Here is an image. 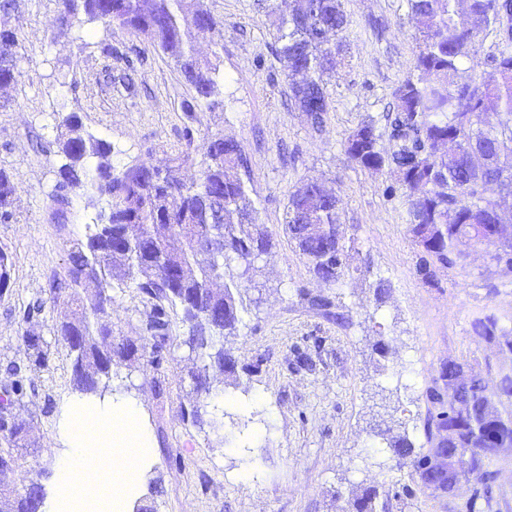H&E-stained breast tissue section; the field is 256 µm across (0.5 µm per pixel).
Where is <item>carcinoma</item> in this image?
Wrapping results in <instances>:
<instances>
[{"label":"carcinoma","mask_w":512,"mask_h":512,"mask_svg":"<svg viewBox=\"0 0 512 512\" xmlns=\"http://www.w3.org/2000/svg\"><path fill=\"white\" fill-rule=\"evenodd\" d=\"M56 29L64 33L85 20L114 23L149 40L170 58L196 91L190 111L216 103L219 68L198 55L194 42L213 35L220 22L204 0H56ZM272 18L276 56L287 76L298 69L302 83H289L294 108L319 126L329 111L330 93L322 74L336 67L343 44L329 43L327 34L347 24L342 0H257ZM418 45L415 74L393 91V146L381 145L376 120L368 116L342 144L356 165L398 175L406 192L407 224L413 244L424 256L418 270L433 277L436 264L463 266L458 245L466 239L484 245L487 225L498 215L485 197L492 180H512V0H408ZM496 31V52L480 82L466 75L465 64L478 52L477 39ZM19 40L0 29V87L20 76ZM55 139L57 169L55 202L59 210L81 194L94 206L108 202L98 214L94 231L72 245L67 276L50 285L56 300L73 306L72 317L59 323L58 335L73 355L72 380L82 394L109 389L112 368L138 359L134 344L113 335L112 289L132 285L153 300L145 331L152 351L160 353L168 339L166 306L180 305L189 326L188 341L200 365L191 372L194 390L208 405L220 388L208 381L209 370H234L225 336L237 331L245 308L241 279L255 268L258 254L271 238L253 217L254 208L240 170L246 168L241 146L232 137L208 134L198 144L187 138L181 154L158 164L143 161L116 172L107 141L83 131L80 117L62 116ZM201 154L197 177L188 181L183 163ZM95 161L94 168L87 162ZM14 184L0 169V223L13 218ZM336 191L309 182L288 199L285 231L306 258L314 276L336 283L349 272V245L340 222ZM310 227L298 237L292 222ZM220 311L212 325L205 311ZM472 332L512 354V339L500 340L492 316L473 320ZM471 377L456 389L444 409L432 398L426 431L432 448L412 460L414 475L427 488L451 496L461 480L481 484L486 507L493 508L490 460L512 448V374L499 375L495 388L467 360L444 364L441 379L452 380L460 367ZM0 434L1 448H17L26 433L25 420ZM375 487L356 495V512H373ZM34 495H0V512H38Z\"/></svg>","instance_id":"carcinoma-1"}]
</instances>
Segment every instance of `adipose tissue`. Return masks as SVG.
<instances>
[{"label":"adipose tissue","mask_w":512,"mask_h":512,"mask_svg":"<svg viewBox=\"0 0 512 512\" xmlns=\"http://www.w3.org/2000/svg\"><path fill=\"white\" fill-rule=\"evenodd\" d=\"M64 438L56 473L58 494L46 502V512H127L129 495L140 482V469L114 471L108 486L81 481L80 476L100 470L105 455L123 459L152 448L139 406L126 402L69 407Z\"/></svg>","instance_id":"obj_1"}]
</instances>
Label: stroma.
I'll return each instance as SVG.
<instances>
[{
    "mask_svg": "<svg viewBox=\"0 0 512 512\" xmlns=\"http://www.w3.org/2000/svg\"><path fill=\"white\" fill-rule=\"evenodd\" d=\"M343 3L347 52L324 77L331 105L318 128L291 106L274 30L256 0H206L221 26L196 47L219 56L222 94L214 109L192 113L184 106L194 87L124 27L84 22L59 36L55 0H13L0 10V28L19 40L20 71L0 88V168L15 186L14 218L0 224V252L11 260V285L0 292V398L29 421L32 442L16 470L0 476V490L34 478L54 493L61 411L79 397L70 349L57 334L70 308L53 301L48 282L65 276L71 244L85 238L97 210L77 196L57 216L58 158L44 148L61 116L74 112L87 133L111 143L117 171L180 153L189 131L235 138L257 221L272 237L238 332L224 341L237 371L211 374L225 391L223 419L195 424L186 416L196 394L181 307L168 310L160 361L147 353L114 368L115 399L140 405L155 443L135 498L150 499L157 512H351L353 496L375 486L376 512H484L474 482L453 497L432 493L387 437L407 438L413 457L427 453L428 394L448 360L512 373V355L471 330L475 318L491 315L512 337V278L475 246L466 268L437 266L425 282L399 182L344 154L343 141L366 116L389 138L392 91L413 74L416 44L407 0ZM107 44L139 54L143 65L127 69L104 53ZM311 180L336 190L355 240L352 272L334 284L315 278L284 231L290 194ZM381 279L389 290L379 301ZM320 296L326 305H317ZM150 307L139 289H113L115 335L144 345ZM30 336L43 340L45 362L36 361Z\"/></svg>",
    "mask_w": 512,
    "mask_h": 512,
    "instance_id": "35a3bbf8",
    "label": "stroma"
}]
</instances>
